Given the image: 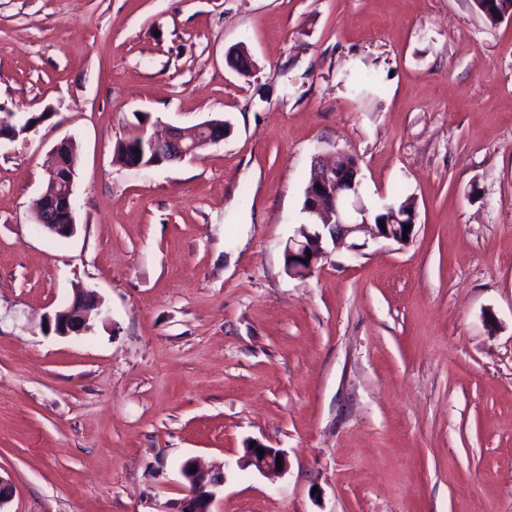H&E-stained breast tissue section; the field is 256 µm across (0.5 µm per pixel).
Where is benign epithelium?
Wrapping results in <instances>:
<instances>
[{
    "label": "benign epithelium",
    "mask_w": 512,
    "mask_h": 512,
    "mask_svg": "<svg viewBox=\"0 0 512 512\" xmlns=\"http://www.w3.org/2000/svg\"><path fill=\"white\" fill-rule=\"evenodd\" d=\"M229 58L231 66L241 75L252 73L255 64L251 56L237 50ZM229 124L219 121H204L190 131L172 128L165 137L146 135L143 138L142 150L150 152L154 162L148 164L139 160L131 164L133 168L159 166L164 163L180 161L196 153L210 144H218L228 133ZM71 150V142L62 140L51 153V161L46 169L47 182L50 189L46 190L37 202L36 220L41 229L53 236L69 238L76 233L77 224L74 218L73 187L77 173L74 165L67 162V151ZM358 160L350 159L346 153H339L336 160L326 162L316 157L313 165L312 179L307 186V206L305 213L312 219L314 231L307 225L288 242V275H308L318 263L329 255L328 245L335 247L346 243L355 233L371 229L376 240L408 244L415 236L416 213H397L392 205L383 208L391 218L385 219V228L370 221L369 209L362 194V180L359 177ZM410 226L404 231V226ZM408 239H403V236ZM103 314L100 302L91 291L83 289L74 293L71 302L57 311L49 325L53 326L60 336L82 335L91 332L93 318ZM264 456H259L257 448H247L245 456L237 461V465L253 466L259 472H276L287 470L288 462L283 451L263 447ZM282 466H277V463ZM194 466L191 460L181 467L184 480V497L171 503L172 512H212L211 507L218 495L224 491L225 472L222 469L212 471H191Z\"/></svg>",
    "instance_id": "7a95c632"
}]
</instances>
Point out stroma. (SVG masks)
<instances>
[{
  "instance_id": "35a3bbf8",
  "label": "stroma",
  "mask_w": 512,
  "mask_h": 512,
  "mask_svg": "<svg viewBox=\"0 0 512 512\" xmlns=\"http://www.w3.org/2000/svg\"><path fill=\"white\" fill-rule=\"evenodd\" d=\"M243 47L257 65L226 62ZM364 77L353 90L355 77ZM0 512H512V20L471 0H0ZM211 119L183 161L137 131ZM72 138L77 233L37 230ZM416 235L288 276L315 156ZM108 316L60 337L75 289ZM288 468L237 461L250 443ZM229 128V129H228ZM230 130L227 121H204L190 131H184L179 128H172L165 137H156L146 135L144 130L139 131L143 138L142 151L149 150L154 162L144 163V156L139 161L132 163L131 168H143L159 166L164 163L180 161L188 156L194 155L196 151L210 144H218L224 140V137ZM207 131L209 136L201 135V132ZM262 448L265 450L264 457L260 458L257 449ZM281 456L282 469H278L277 457ZM239 467L243 466H254L259 472H284L287 470L288 462L283 451L268 448L263 445H254L253 448H246V453L243 459L237 461ZM196 466L192 460L186 461L181 467L184 480V497L172 502L170 510L174 512H213L211 507L218 495L224 491V469L203 471L196 467L191 472L190 467Z\"/></svg>"
}]
</instances>
